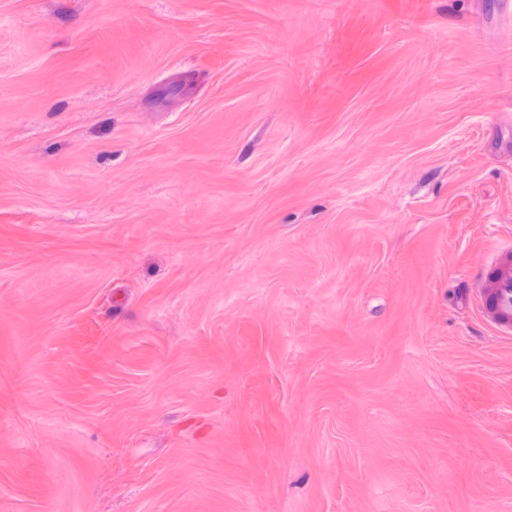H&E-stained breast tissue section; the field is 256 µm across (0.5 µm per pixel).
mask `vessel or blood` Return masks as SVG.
Here are the masks:
<instances>
[{
    "label": "vessel or blood",
    "instance_id": "obj_1",
    "mask_svg": "<svg viewBox=\"0 0 512 512\" xmlns=\"http://www.w3.org/2000/svg\"><path fill=\"white\" fill-rule=\"evenodd\" d=\"M482 317L502 334L512 333V250H500L479 267Z\"/></svg>",
    "mask_w": 512,
    "mask_h": 512
}]
</instances>
